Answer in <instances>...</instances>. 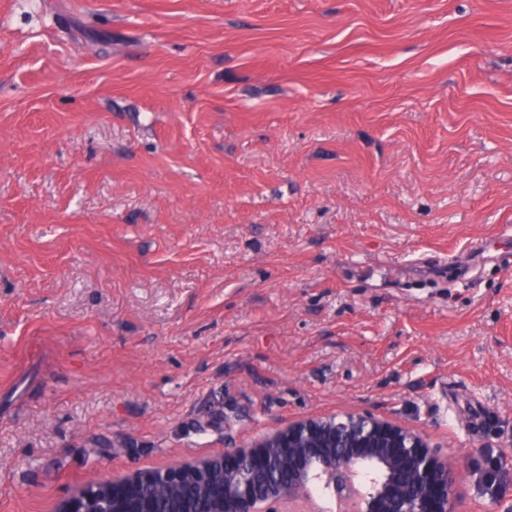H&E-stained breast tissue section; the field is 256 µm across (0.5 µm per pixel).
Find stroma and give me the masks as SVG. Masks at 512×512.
Instances as JSON below:
<instances>
[{
	"instance_id": "1",
	"label": "stroma",
	"mask_w": 512,
	"mask_h": 512,
	"mask_svg": "<svg viewBox=\"0 0 512 512\" xmlns=\"http://www.w3.org/2000/svg\"><path fill=\"white\" fill-rule=\"evenodd\" d=\"M349 413L496 512L512 0H0V512ZM194 429L196 431L224 430V407L222 403L217 401L209 405L206 413L194 424ZM502 461L500 460V457L492 455L490 451L485 456L484 461V467L481 469V472L479 474V485L483 492H481L482 495L492 496L493 493V487L496 482V479L503 475L506 471ZM491 471H494L495 476L493 478L489 477V474Z\"/></svg>"
}]
</instances>
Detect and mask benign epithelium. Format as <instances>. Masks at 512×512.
<instances>
[{
	"label": "benign epithelium",
	"mask_w": 512,
	"mask_h": 512,
	"mask_svg": "<svg viewBox=\"0 0 512 512\" xmlns=\"http://www.w3.org/2000/svg\"><path fill=\"white\" fill-rule=\"evenodd\" d=\"M204 473L224 482V512H313L323 476L338 512H448L454 476L423 439L392 422L353 415L307 419L249 449L227 448ZM269 473L257 488L247 472Z\"/></svg>",
	"instance_id": "obj_1"
}]
</instances>
